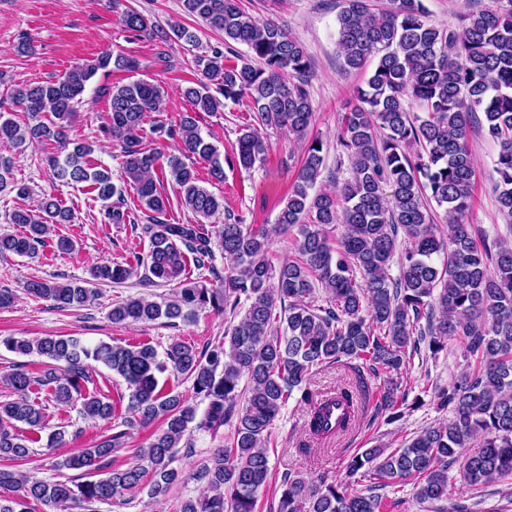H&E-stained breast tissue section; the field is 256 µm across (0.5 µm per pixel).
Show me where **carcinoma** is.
<instances>
[{"mask_svg":"<svg viewBox=\"0 0 512 512\" xmlns=\"http://www.w3.org/2000/svg\"><path fill=\"white\" fill-rule=\"evenodd\" d=\"M182 2L188 16L223 32L228 48L245 45L250 55L239 65L225 64L220 50L195 56L201 79L183 91L191 111L174 125L152 128L156 137L177 141V152L164 154L143 141L145 118L161 111L164 99L160 85L143 79L110 93L104 130L120 150L121 184L91 159L90 145H70L67 129L86 83L111 66L136 68L135 60L110 51L55 80L16 89V103L29 115L25 125L0 113V141L57 148L47 156L55 179L90 188L106 204L108 223L130 221L128 184L149 218L146 256L96 264L90 278L78 282L31 279L24 290L61 310L84 307L94 300L95 286L121 284L143 267L158 281L178 280L183 288L163 304L144 297L117 302L109 311L112 322L164 318L173 325L203 308L237 322L224 331V342L202 350L173 341L162 360L144 342L91 346L73 336L1 338L0 346L11 352L58 364L39 377L18 364L0 378L16 395L0 403L1 460L26 458L29 444L37 442L15 432L14 423L33 433L44 428V408L29 399L34 385L50 388L59 403L79 404L85 419L116 417V402L84 390L97 364L127 384L131 417L63 460L62 467L82 471L81 481H45L1 468L0 488L14 495H0V512H29L31 501L52 512L88 510L145 486L150 496L163 497L179 481L173 463L191 423L214 435L231 424L234 435L203 469L207 491L184 500L179 512H257L258 494L271 475L266 442L294 392L310 408L311 442L299 446L310 453L311 444L347 435L367 413L401 418L407 406L395 396L397 379L408 374L421 347L435 354L452 336L474 367L437 390L440 405L451 409L448 424L425 428L399 448L349 455L347 476L369 481L364 491L336 482L311 490L300 477H284L276 512H384L376 490L406 480L414 481L417 501H441L448 498V470L461 458V478L471 487L512 476V242L477 235L469 223L475 172L470 132L480 112L498 145L494 188L500 211L512 216V0L467 10L448 27L428 20L423 0H390L391 7L379 12L367 0H341L340 71L349 76L368 70L370 76L355 87V104L337 133L336 163L348 161L349 177L334 193L317 186L325 158L323 141L307 138L311 62L301 43L285 25L249 16L239 0ZM121 22L135 37L152 31L150 20L134 10L125 11ZM243 98L258 125L284 128L304 141L297 181L276 220L281 230H297L296 255L277 266L268 258L267 227L230 215L212 230L203 224L223 203L202 186L194 162L206 163L208 179L222 182L224 158L201 136L196 117ZM414 106L422 114L411 112ZM265 153L257 130L239 137L243 168ZM159 171L168 172L180 205L198 223L163 219L170 201L159 190ZM8 187L29 196L28 187L14 181L11 160L0 156V192ZM435 206L444 211L446 233L434 224ZM72 219L51 197L35 209L14 210L11 223L24 232L1 233L0 256L37 254L55 227ZM333 224L343 226L336 241L326 231ZM217 250L225 260L220 287L188 277L190 262L213 271ZM318 288L327 295L324 306L315 304ZM324 365L346 375L329 392L311 388L314 372ZM170 368L207 402L202 416L182 394L159 386L158 375ZM155 422L160 429L137 451V462L109 468L127 428ZM476 439L478 448L467 452Z\"/></svg>","mask_w":512,"mask_h":512,"instance_id":"carcinoma-1","label":"carcinoma"}]
</instances>
